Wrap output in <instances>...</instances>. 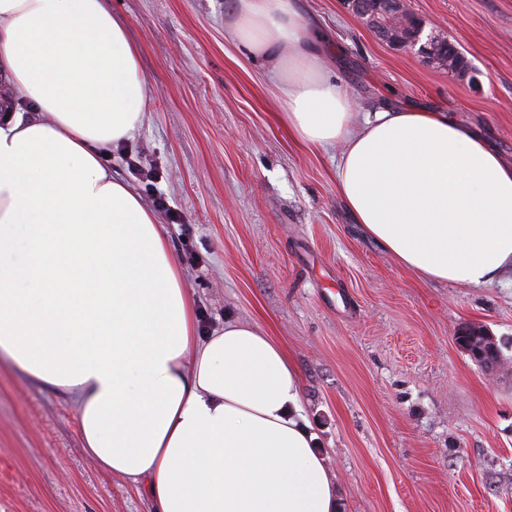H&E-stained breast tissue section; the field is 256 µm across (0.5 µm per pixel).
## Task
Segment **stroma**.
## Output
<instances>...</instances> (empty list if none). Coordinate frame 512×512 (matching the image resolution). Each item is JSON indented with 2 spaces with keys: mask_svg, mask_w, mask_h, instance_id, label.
<instances>
[{
  "mask_svg": "<svg viewBox=\"0 0 512 512\" xmlns=\"http://www.w3.org/2000/svg\"><path fill=\"white\" fill-rule=\"evenodd\" d=\"M357 111L448 113L512 160V0H406L448 36L472 86L377 39L345 0H299ZM234 0H110L140 49L146 118L107 151L182 259L205 326L269 330L302 377V411L340 512H512V276L422 280L367 237L336 190L340 149L294 141L270 64L224 22ZM155 170L133 174L129 160ZM501 343L489 372L456 341ZM87 459L65 398L0 361V512H150Z\"/></svg>",
  "mask_w": 512,
  "mask_h": 512,
  "instance_id": "obj_1",
  "label": "stroma"
}]
</instances>
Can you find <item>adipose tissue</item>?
<instances>
[{"mask_svg": "<svg viewBox=\"0 0 512 512\" xmlns=\"http://www.w3.org/2000/svg\"><path fill=\"white\" fill-rule=\"evenodd\" d=\"M227 24L274 63L289 130L343 143L354 222L432 282L512 271V161L444 112L356 113L295 0H236ZM0 359L74 405L87 458L152 512H338L300 422L301 375L260 327L200 333L155 212L105 148L146 115L140 51L108 0H0Z\"/></svg>", "mask_w": 512, "mask_h": 512, "instance_id": "obj_1", "label": "adipose tissue"}]
</instances>
